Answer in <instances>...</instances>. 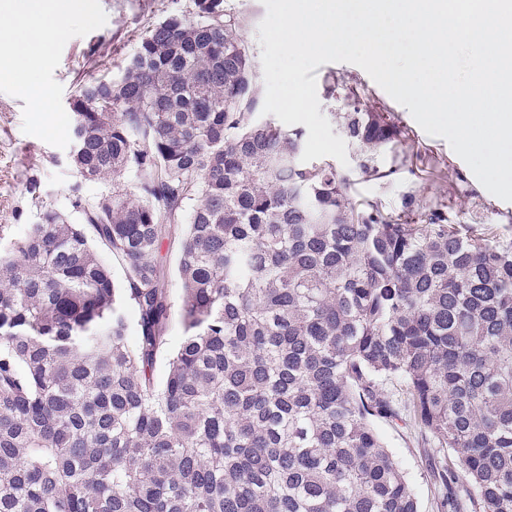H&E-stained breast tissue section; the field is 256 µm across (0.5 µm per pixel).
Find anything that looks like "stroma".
Listing matches in <instances>:
<instances>
[{
    "mask_svg": "<svg viewBox=\"0 0 512 512\" xmlns=\"http://www.w3.org/2000/svg\"><path fill=\"white\" fill-rule=\"evenodd\" d=\"M240 20L253 63L261 61L258 26L266 9L261 0H224ZM196 22V0H98L94 23L74 18L65 32L46 47L43 66L33 73L19 68L0 71V234L23 236L37 223L41 207L63 214L73 224L83 221L75 199H95L112 187L111 176L85 179L72 165V103L80 88L122 75L147 28L170 16ZM319 111L332 115L340 104L330 93L333 81L356 88L368 110L389 112L404 126L406 140L398 151L376 159L391 178L356 179L354 200L379 199L396 208L407 194L446 206L452 223L490 227L512 241V202L492 195L468 165L442 138L427 135L407 108L395 102L360 67L327 63L316 68ZM445 170L447 179L434 181L427 168ZM377 428L400 463L421 512H437L439 484L436 449L404 422L378 423Z\"/></svg>",
    "mask_w": 512,
    "mask_h": 512,
    "instance_id": "obj_1",
    "label": "stroma"
}]
</instances>
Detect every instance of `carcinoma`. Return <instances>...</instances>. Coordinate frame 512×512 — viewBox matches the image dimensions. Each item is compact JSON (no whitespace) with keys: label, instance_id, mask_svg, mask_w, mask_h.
Masks as SVG:
<instances>
[{"label":"carcinoma","instance_id":"obj_1","mask_svg":"<svg viewBox=\"0 0 512 512\" xmlns=\"http://www.w3.org/2000/svg\"><path fill=\"white\" fill-rule=\"evenodd\" d=\"M197 7L73 100L72 160L111 192L0 246V512H419L377 419L448 450L469 507L444 512H512V241L412 194L352 200L336 163L301 161L303 130L254 119L238 21ZM331 92L360 176L391 177L375 159L402 127ZM185 213L175 302L160 249Z\"/></svg>","mask_w":512,"mask_h":512}]
</instances>
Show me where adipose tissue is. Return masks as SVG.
Returning <instances> with one entry per match:
<instances>
[{
	"mask_svg": "<svg viewBox=\"0 0 512 512\" xmlns=\"http://www.w3.org/2000/svg\"><path fill=\"white\" fill-rule=\"evenodd\" d=\"M76 13L93 21L95 0H0V28L19 25L46 38L63 32Z\"/></svg>",
	"mask_w": 512,
	"mask_h": 512,
	"instance_id": "ef3b65f1",
	"label": "adipose tissue"
}]
</instances>
